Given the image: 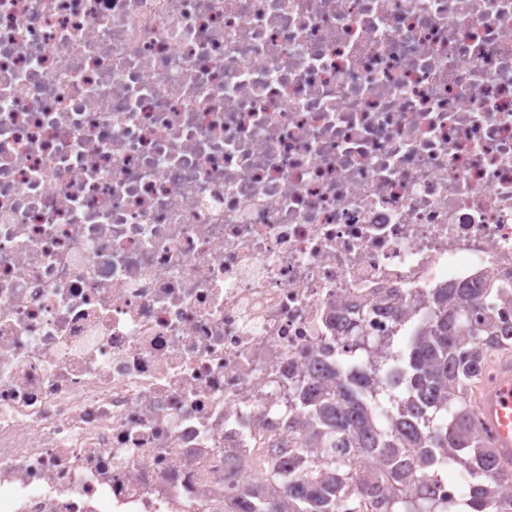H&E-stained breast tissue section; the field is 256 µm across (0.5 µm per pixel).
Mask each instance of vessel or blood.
<instances>
[{
    "mask_svg": "<svg viewBox=\"0 0 512 512\" xmlns=\"http://www.w3.org/2000/svg\"><path fill=\"white\" fill-rule=\"evenodd\" d=\"M476 412L494 433L491 450L496 466L512 469V359L498 364L493 382L478 397Z\"/></svg>",
    "mask_w": 512,
    "mask_h": 512,
    "instance_id": "vessel-or-blood-1",
    "label": "vessel or blood"
}]
</instances>
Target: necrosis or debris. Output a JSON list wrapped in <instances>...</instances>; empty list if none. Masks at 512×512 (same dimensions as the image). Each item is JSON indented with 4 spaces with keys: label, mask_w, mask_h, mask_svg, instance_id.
<instances>
[{
    "label": "necrosis or debris",
    "mask_w": 512,
    "mask_h": 512,
    "mask_svg": "<svg viewBox=\"0 0 512 512\" xmlns=\"http://www.w3.org/2000/svg\"><path fill=\"white\" fill-rule=\"evenodd\" d=\"M487 278L512 0H0V512H224Z\"/></svg>",
    "instance_id": "necrosis-or-debris-1"
}]
</instances>
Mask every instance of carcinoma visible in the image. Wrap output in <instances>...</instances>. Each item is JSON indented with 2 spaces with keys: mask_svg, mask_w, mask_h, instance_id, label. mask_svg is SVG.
Wrapping results in <instances>:
<instances>
[{
  "mask_svg": "<svg viewBox=\"0 0 512 512\" xmlns=\"http://www.w3.org/2000/svg\"><path fill=\"white\" fill-rule=\"evenodd\" d=\"M512 303V288L456 286L435 288L426 297L432 308L415 329L409 352L384 343L381 362L405 363L384 377L380 369L354 373L341 364L290 387L291 404L301 408L291 426L293 448H327L323 457L305 459L296 473L288 460L273 451L264 470L265 489L253 500H242L224 512H338L342 498L354 493L384 498L386 512H443L424 497L409 501L385 498L378 478L336 457L338 448H357L360 458L383 456L395 477L422 484L427 469L446 472L455 467L471 474L481 469L495 475L496 487L480 481L466 504L471 512H512V472H498L490 450L471 432V388L481 380L487 351L512 349V327L482 311ZM397 418L394 430H384L377 415Z\"/></svg>",
  "mask_w": 512,
  "mask_h": 512,
  "instance_id": "obj_1",
  "label": "carcinoma"
}]
</instances>
